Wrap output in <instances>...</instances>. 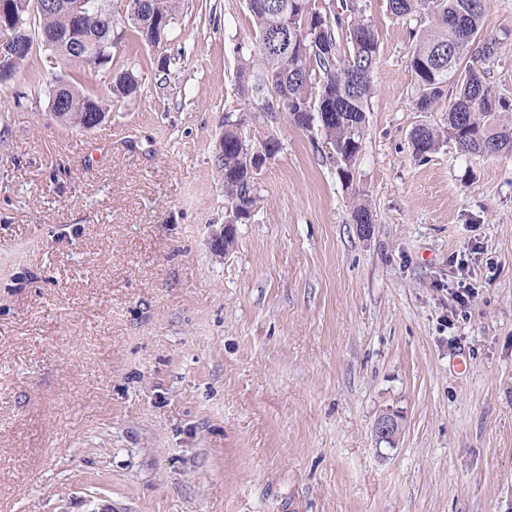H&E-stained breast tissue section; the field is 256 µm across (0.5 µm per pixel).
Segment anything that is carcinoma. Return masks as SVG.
I'll return each mask as SVG.
<instances>
[{
    "label": "carcinoma",
    "mask_w": 512,
    "mask_h": 512,
    "mask_svg": "<svg viewBox=\"0 0 512 512\" xmlns=\"http://www.w3.org/2000/svg\"><path fill=\"white\" fill-rule=\"evenodd\" d=\"M100 8L99 18L87 25L60 10L35 8L15 16L26 29L38 25L41 44L55 64L66 68L105 69L112 76L107 96L84 90L69 73L50 72L46 81L49 104L65 124L88 129L94 119L105 118L110 103L140 89L135 65L114 64L112 55L99 51L116 24L108 12L110 0H89ZM491 0H388L397 17L426 14L430 25L415 33L409 64L419 87L416 110L428 112L448 99L445 131L428 124L416 126L410 137L415 157L425 158L449 136L463 153L499 156L512 154V124L499 122L498 114L512 109L487 83L488 57L476 54L474 44L483 30ZM253 21L248 40L236 44L238 90L248 109L279 111L288 98L295 125L320 131L344 164L340 176L348 180L351 166L362 149L366 112L373 94L372 74L377 62L378 39L361 19L359 0H350L348 15H333L316 0H247ZM125 29L147 45L159 42L153 30L127 16ZM345 33L349 55L338 59L337 36ZM246 114L227 115L224 150L215 167L224 180V195L236 218L248 217L254 205L253 176L241 163L238 134Z\"/></svg>",
    "instance_id": "obj_1"
}]
</instances>
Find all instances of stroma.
Segmentation results:
<instances>
[{"mask_svg": "<svg viewBox=\"0 0 512 512\" xmlns=\"http://www.w3.org/2000/svg\"><path fill=\"white\" fill-rule=\"evenodd\" d=\"M360 5L378 57L348 181L320 132L246 112L247 0H181L170 76L114 45L141 89L92 130L50 112L42 45L0 83V512H512V155L416 158L448 121L415 109L429 21ZM479 46L512 103V0ZM241 112L280 148L221 257ZM375 432L379 442L393 444L400 433V424L394 414L385 413L378 417Z\"/></svg>", "mask_w": 512, "mask_h": 512, "instance_id": "stroma-1", "label": "stroma"}]
</instances>
